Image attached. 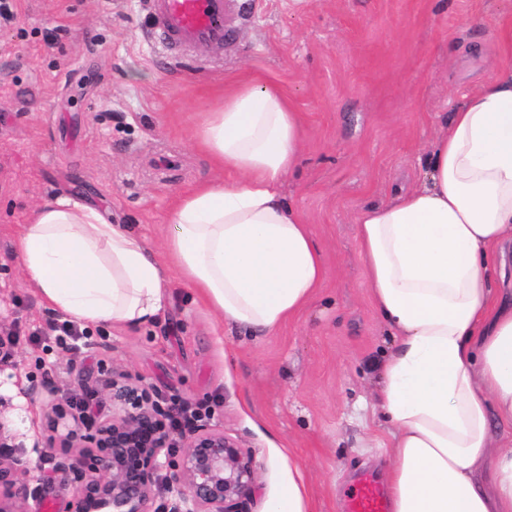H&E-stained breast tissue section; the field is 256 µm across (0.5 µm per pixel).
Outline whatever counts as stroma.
I'll list each match as a JSON object with an SVG mask.
<instances>
[{
  "instance_id": "1",
  "label": "stroma",
  "mask_w": 512,
  "mask_h": 512,
  "mask_svg": "<svg viewBox=\"0 0 512 512\" xmlns=\"http://www.w3.org/2000/svg\"><path fill=\"white\" fill-rule=\"evenodd\" d=\"M512 0H232L221 48L171 62L149 36L145 0H17L0 23V418L10 443L51 476L26 512H70L75 463L56 404L110 410L127 376L153 398L209 408L205 423L247 450L257 472L245 512H267L289 476L316 512H345L362 473L382 477L387 426L374 410L394 339L359 253L360 209L415 187L429 142L461 96L502 60L496 35ZM262 75L284 86L304 124L300 166L282 192L304 215L326 273L312 302L270 336H228L219 315L170 273L154 324L49 335L64 313L30 285L14 241L43 202L89 204L165 249L173 202L229 178L190 140L226 85ZM53 389L58 403L27 399ZM46 449L32 456L34 441Z\"/></svg>"
}]
</instances>
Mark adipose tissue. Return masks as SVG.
Listing matches in <instances>:
<instances>
[{
	"label": "adipose tissue",
	"mask_w": 512,
	"mask_h": 512,
	"mask_svg": "<svg viewBox=\"0 0 512 512\" xmlns=\"http://www.w3.org/2000/svg\"><path fill=\"white\" fill-rule=\"evenodd\" d=\"M192 141L233 176L179 195L165 257L96 207L59 199L34 212L16 250L49 308L137 328L163 310L173 269L225 326L264 336L314 299L322 251L280 190L303 141L287 90L261 77L230 85ZM356 224L395 339L377 397L391 512H512V304L496 291L497 251L512 242L511 66L454 106L421 183Z\"/></svg>",
	"instance_id": "adipose-tissue-1"
}]
</instances>
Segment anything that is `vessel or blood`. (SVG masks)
Listing matches in <instances>:
<instances>
[{
	"label": "vessel or blood",
	"instance_id": "b4317fda",
	"mask_svg": "<svg viewBox=\"0 0 512 512\" xmlns=\"http://www.w3.org/2000/svg\"><path fill=\"white\" fill-rule=\"evenodd\" d=\"M230 0H148L154 36L171 54L186 47L224 46ZM348 512H390L389 502L373 475H364L348 503Z\"/></svg>",
	"mask_w": 512,
	"mask_h": 512
}]
</instances>
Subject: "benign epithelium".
<instances>
[{"label":"benign epithelium","instance_id":"7a95c632","mask_svg":"<svg viewBox=\"0 0 512 512\" xmlns=\"http://www.w3.org/2000/svg\"><path fill=\"white\" fill-rule=\"evenodd\" d=\"M112 413L80 435L78 467L60 464L57 472L77 474L73 512H161L154 506L157 473L172 471L168 512H243L255 484L251 455L224 431L193 426L175 438L166 419L171 406L147 388L112 381ZM21 501L40 497L41 478L28 461L0 441V491Z\"/></svg>","mask_w":512,"mask_h":512}]
</instances>
